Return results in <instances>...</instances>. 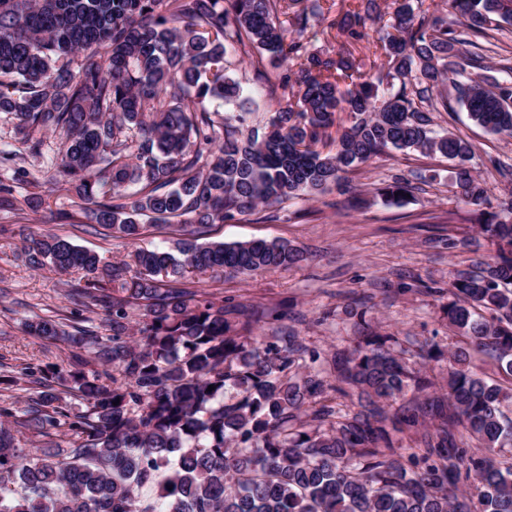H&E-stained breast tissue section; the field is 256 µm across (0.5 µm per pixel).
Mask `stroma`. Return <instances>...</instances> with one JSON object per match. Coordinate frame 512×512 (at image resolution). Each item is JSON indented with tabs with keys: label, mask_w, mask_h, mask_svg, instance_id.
<instances>
[{
	"label": "stroma",
	"mask_w": 512,
	"mask_h": 512,
	"mask_svg": "<svg viewBox=\"0 0 512 512\" xmlns=\"http://www.w3.org/2000/svg\"><path fill=\"white\" fill-rule=\"evenodd\" d=\"M360 0H328V17H311L301 40L309 53L341 59L354 55L364 77L375 75L381 61L382 24H372L370 37L349 47L337 23ZM254 103L258 118L278 108V99L257 79L249 58L233 69ZM434 126L468 141L476 155L475 166L492 202L512 195V184L491 168L490 159L512 164V137L487 133L475 126L463 109L437 112ZM452 163L439 155L394 151L361 165L341 184L309 199H290L273 207V220L255 215L209 225L206 242L233 243L251 239H284L301 250L304 261L296 266L252 275L214 272L185 273L183 284L228 304L256 310L254 333L263 336H298L309 348L330 358L359 336L362 324L382 334L398 336L410 351L432 340L447 346L448 320L443 306L452 271L488 259L494 249L477 236L467 210L454 197ZM416 184L401 206L384 203L379 191L392 178ZM17 187L15 210L0 212V224L10 227L0 237V372L18 377L14 386L0 385V406L23 416L30 392L21 382L23 367L32 362H52L67 369L69 351L62 343L30 335L27 324L39 316L69 318V286L74 273L52 266L30 268L22 255L26 242L47 235L69 238L93 250L103 262H117L139 248L175 251L188 233L182 224L144 222L138 239L106 237L96 233L68 185L45 186L43 205L29 209Z\"/></svg>",
	"instance_id": "35a3bbf8"
}]
</instances>
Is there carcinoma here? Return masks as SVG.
<instances>
[{
    "label": "carcinoma",
    "instance_id": "1",
    "mask_svg": "<svg viewBox=\"0 0 512 512\" xmlns=\"http://www.w3.org/2000/svg\"><path fill=\"white\" fill-rule=\"evenodd\" d=\"M302 0H0V122L18 144L0 146V211L18 185L36 211L48 180L85 203L87 223L135 239L141 220L181 219L199 235L285 199L310 197L391 151L454 161L458 199L474 207L495 254L448 284L447 405L424 426L421 405L400 407L407 453L386 429L385 404L431 381L394 336L367 333L344 354L332 384L299 375L320 355L289 336H247L237 306L174 286L185 272L250 274L295 265L288 241L181 243L179 255L138 249L132 263L50 235L26 263L81 272L70 298L110 315L109 336L70 334L51 316L35 336L71 347L69 369L24 367L27 415L0 421V512H512V198L488 211L466 140L433 129L432 112L466 110L478 127L512 137V67L486 63L477 39L512 25V0H451L464 18L430 19L425 0H397L380 38L374 80L352 60L322 59L288 27L308 21ZM379 18L376 0L346 14L351 43ZM259 54L279 108L253 117L229 55ZM298 65L294 70L288 63ZM236 107L220 114L205 99ZM60 138L49 153L43 134ZM131 185L139 189L129 194ZM410 181L383 188L400 202ZM142 320L133 322V313ZM497 369L485 377L468 351ZM358 388L366 412L336 402ZM215 389L210 391L208 386ZM76 392L85 409L57 405ZM119 405H113V401ZM64 426L72 445L27 444ZM408 462H403V458Z\"/></svg>",
    "mask_w": 512,
    "mask_h": 512
}]
</instances>
